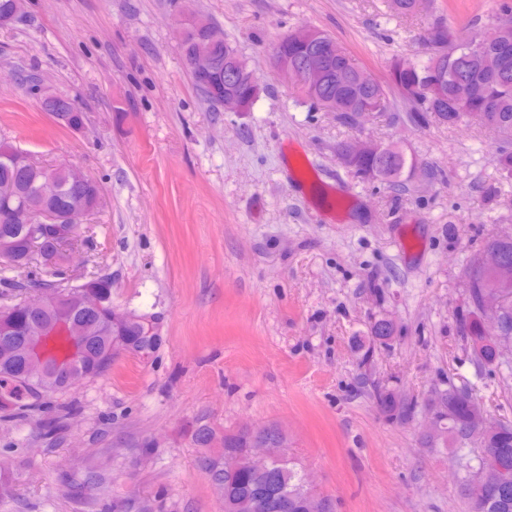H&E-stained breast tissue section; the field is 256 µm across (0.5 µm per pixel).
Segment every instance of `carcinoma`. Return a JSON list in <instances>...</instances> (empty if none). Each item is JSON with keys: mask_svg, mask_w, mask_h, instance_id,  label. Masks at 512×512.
<instances>
[{"mask_svg": "<svg viewBox=\"0 0 512 512\" xmlns=\"http://www.w3.org/2000/svg\"><path fill=\"white\" fill-rule=\"evenodd\" d=\"M421 0H388V8L397 16H411L419 12ZM441 31L436 37L427 38V51L422 58L398 57L393 60L390 70L391 83L400 97L410 106L411 119L426 124L435 121L450 127L467 121L466 113L455 106L463 84L470 83L480 89V93L469 97L468 109L477 111L484 120L495 126L503 145L497 151V164L500 171L512 176V57L506 62L508 80L493 86L484 85L483 60L497 50L500 37L492 27H483L466 42L453 41L457 33L451 23L439 20ZM321 44L334 52L335 60L331 77L319 89L296 88L305 102L313 110L336 113L342 123L353 121L354 114L365 107L376 112H387L391 108L388 86L373 77L364 75L351 56L329 34L321 33ZM203 50L224 64V74L239 72L242 80H224V94L250 98L246 78L254 75L248 63L231 43H202L195 33H190L181 46V51L189 53ZM15 146L0 143V208H14L20 200L28 197L34 187L42 189V202L58 212L76 205L77 200L70 186L69 173L57 168L52 173L43 172V167L35 165L27 170L16 167L12 151ZM406 167L403 150L396 144L385 145L382 155L377 158H355L348 163V169L360 177L368 170L377 171L381 179L395 184ZM38 230L36 224L0 223V252L12 253L26 270L27 282L22 283L0 268V296L8 297L12 291H21L29 285H42L46 288L66 286L67 271L62 267L41 268L33 265V259L26 257L25 233ZM483 250H496L512 262V238L491 237ZM482 253H477L467 268L471 276L467 301L459 315L466 335L479 340L474 349L482 361L493 364L497 354L494 340L479 320V303L484 291L482 281L474 276ZM504 294L498 318L497 335L512 338V287L502 289ZM13 313L28 318L34 323L33 335L57 331L61 317L70 321V330L65 338L55 340L52 356L62 353L69 336H79L86 344L81 362L76 369V378L64 380L48 374L42 362L28 357L21 344L6 346L0 337V396H6L13 403L11 411L16 417H26L40 410L51 395L67 391L87 378L99 376L112 365V341L119 332L112 325L110 312H91L73 307L68 313L61 312L59 306L47 304L40 310L26 311L24 302L13 304ZM394 335V325L388 319H378L369 327L366 339L369 344H386ZM433 400L440 402L442 412L439 435L460 444L474 439L479 447L486 449L479 456L474 474L464 476L463 481L477 484L478 497L469 499L471 512H512V482L503 485L499 482L498 471L507 468L512 471V428L496 422L489 429L476 433L470 424L471 402L475 398L466 390L446 389L435 392ZM377 401L385 417L389 420L405 418L413 413V400L401 397L391 390L378 393ZM215 429L202 424L194 430L192 440L200 448L197 466L205 474L211 486L222 488L234 485L232 479L224 476V470L215 466L216 454L211 448ZM244 484H253V489H264L268 484L279 487L288 500L298 504L291 512H307L305 499L308 489L302 479V470L293 458L275 462L268 472L250 480L241 478Z\"/></svg>", "mask_w": 512, "mask_h": 512, "instance_id": "1", "label": "carcinoma"}]
</instances>
